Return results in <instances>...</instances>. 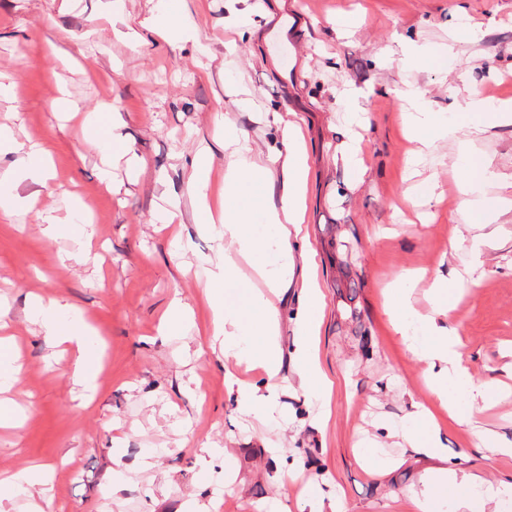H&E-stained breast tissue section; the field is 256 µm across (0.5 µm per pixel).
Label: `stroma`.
Listing matches in <instances>:
<instances>
[{
	"instance_id": "obj_1",
	"label": "stroma",
	"mask_w": 512,
	"mask_h": 512,
	"mask_svg": "<svg viewBox=\"0 0 512 512\" xmlns=\"http://www.w3.org/2000/svg\"><path fill=\"white\" fill-rule=\"evenodd\" d=\"M165 9L186 21L183 40L162 42L146 24ZM340 16L350 36H337ZM467 17L483 39L465 38ZM409 44H449L453 55L413 69L401 52ZM407 81L444 115L473 84L487 103L512 99V0H0V123L47 141L44 206L63 216L80 199L95 228L86 247L72 235L48 238L34 213L0 219V322L15 353L0 369L15 380L7 397L19 417L0 428V478L40 472L36 484L1 495L0 512H184L193 498L211 501V512H298L310 487L335 512H415V497L438 512V461L417 458L389 429L414 401L442 423L449 461L486 482H512V460L477 446L431 396L423 362L385 312L384 287L400 273L455 270L474 281L450 316L474 384L499 389L480 423L512 438V214L498 220V249L479 259L464 246L449 250L452 235L479 232L458 212L466 172L454 143L470 136L464 119L454 141L424 133L414 178L437 182V194L425 219L407 207L415 144L398 96ZM354 87L365 92L368 167L357 185L339 159L349 121L342 96ZM68 104L96 113L106 140L120 115L139 169L86 146L79 122L61 115ZM228 109L261 152L279 144L265 113L304 118L303 231L324 295L315 353L333 383L325 417L300 385L294 288L271 298L282 348L271 418L243 416L224 385L204 271L224 241L197 224L189 181L206 145L211 188L223 186ZM162 207L178 223H161ZM177 293L193 320L165 335ZM37 295L60 299L90 325L101 364L93 390L74 383L69 346L29 317ZM368 444L379 464L364 459Z\"/></svg>"
}]
</instances>
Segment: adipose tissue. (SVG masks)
I'll list each match as a JSON object with an SVG mask.
<instances>
[{
    "label": "adipose tissue",
    "mask_w": 512,
    "mask_h": 512,
    "mask_svg": "<svg viewBox=\"0 0 512 512\" xmlns=\"http://www.w3.org/2000/svg\"><path fill=\"white\" fill-rule=\"evenodd\" d=\"M455 110L469 119L477 137L512 126L511 103L490 105L473 92L457 102ZM275 121L282 146L261 155L253 150L243 130L235 128L232 120H225V128L233 134V151L224 176V200L219 204H212L210 197L209 153H198L195 158L190 186L198 203L200 222L225 242L223 259L208 271V300L214 311V332L224 338L226 362L257 361L272 372L281 354L277 308L268 296L261 295L251 296L243 307L227 306L224 289L237 282L243 260L252 263L270 294H281L293 285L300 288L296 351L303 362L302 387L324 402L330 396L331 385L312 354L323 307L315 259L308 252L302 257L301 267H294L291 261L293 242L301 236L305 220L308 155L298 120L279 115ZM10 153L20 154L21 164L0 175V216L4 218L35 208L48 184L50 150L45 142H21L9 128L0 127V155ZM459 159L468 173L461 190L463 223L489 225L511 212L512 199L494 192L495 187L506 183V176L494 170L491 162L471 145H461ZM25 181L31 182L33 189L23 195L18 187ZM273 252L278 261L271 264L267 258ZM418 279V274L406 272L389 284L386 299L391 327L412 355L425 364L428 387L437 400L451 409L467 408L469 417H478L488 393L474 386L470 375L461 368L458 333L446 320L451 298L469 291L470 286L456 274L437 275L429 286V307L422 312L410 301L411 288ZM31 313L47 337L72 345L74 380L93 383L99 363L88 347L90 331L82 315L66 311L54 298L37 301ZM253 336L261 337V346L250 344ZM414 418L421 428L405 431L409 447L422 458L437 456L442 451L441 434L429 410L416 405ZM446 472L447 483L441 493L448 499L449 512H495L502 502L512 499V483L488 485L477 474L452 464Z\"/></svg>",
    "instance_id": "obj_1"
}]
</instances>
